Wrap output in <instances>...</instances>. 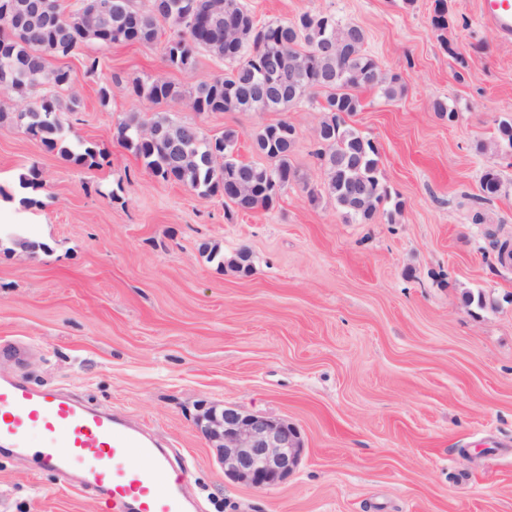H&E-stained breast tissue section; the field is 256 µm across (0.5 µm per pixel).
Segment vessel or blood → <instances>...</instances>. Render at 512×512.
I'll list each match as a JSON object with an SVG mask.
<instances>
[{"instance_id": "vessel-or-blood-1", "label": "vessel or blood", "mask_w": 512, "mask_h": 512, "mask_svg": "<svg viewBox=\"0 0 512 512\" xmlns=\"http://www.w3.org/2000/svg\"><path fill=\"white\" fill-rule=\"evenodd\" d=\"M480 17L512 41V0H481ZM0 446L38 469L103 487L107 512H191L183 474L142 431L12 377H0Z\"/></svg>"}]
</instances>
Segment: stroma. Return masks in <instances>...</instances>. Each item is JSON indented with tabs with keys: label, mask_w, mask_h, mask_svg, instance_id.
Wrapping results in <instances>:
<instances>
[{
	"label": "stroma",
	"mask_w": 512,
	"mask_h": 512,
	"mask_svg": "<svg viewBox=\"0 0 512 512\" xmlns=\"http://www.w3.org/2000/svg\"><path fill=\"white\" fill-rule=\"evenodd\" d=\"M261 23L332 13L364 28L366 51L400 75L391 100L364 90L348 124L380 149L384 202L367 224L327 198L314 155L317 105L193 112L131 95L134 81L184 88L228 64L200 54L165 67L162 43L90 42L61 59L72 84L60 119L71 144L105 153L87 168L0 124V374L118 413L154 434L184 471L199 512H512V42L480 0H245ZM100 66L87 73L85 63ZM457 109L440 119L434 100ZM165 111L209 136L237 130V155L285 119L300 179L268 211H236L151 176L116 139L128 113ZM43 186L21 205L20 179ZM502 187L482 201L480 177ZM484 220L474 223V211ZM36 242L21 247L20 239ZM251 255L241 275L227 261ZM293 423L303 452L280 485L231 481L196 429L200 404ZM105 498L0 451V512H101Z\"/></svg>",
	"instance_id": "stroma-1"
}]
</instances>
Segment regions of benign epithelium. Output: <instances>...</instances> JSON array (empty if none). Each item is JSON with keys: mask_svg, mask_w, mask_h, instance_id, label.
Listing matches in <instances>:
<instances>
[{"mask_svg": "<svg viewBox=\"0 0 512 512\" xmlns=\"http://www.w3.org/2000/svg\"><path fill=\"white\" fill-rule=\"evenodd\" d=\"M26 0H9L0 9V27L22 24ZM200 434L216 449L224 475L257 489L279 485L298 466L303 449L298 430L287 421L234 405L207 408L197 420Z\"/></svg>", "mask_w": 512, "mask_h": 512, "instance_id": "7a95c632", "label": "benign epithelium"}]
</instances>
